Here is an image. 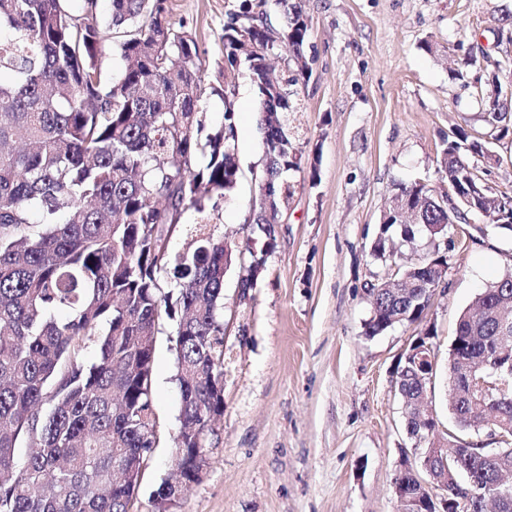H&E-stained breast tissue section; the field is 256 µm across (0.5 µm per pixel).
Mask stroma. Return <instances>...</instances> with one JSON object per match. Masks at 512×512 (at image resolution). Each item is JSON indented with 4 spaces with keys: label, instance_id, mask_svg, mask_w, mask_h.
Here are the masks:
<instances>
[{
    "label": "stroma",
    "instance_id": "35a3bbf8",
    "mask_svg": "<svg viewBox=\"0 0 512 512\" xmlns=\"http://www.w3.org/2000/svg\"><path fill=\"white\" fill-rule=\"evenodd\" d=\"M242 0H173L172 19L196 39L204 87L224 69V25ZM304 51L312 68L291 112L293 145L316 176L292 175L288 221L273 237L252 224L263 154L258 95L236 80L239 180L201 216L185 211L168 242L186 252L198 232L250 247L259 264L252 287L232 266L224 277V413L205 439L203 475L170 512H398L393 481L410 447L392 382L402 353L425 331L436 349L426 399L440 430L448 412V346L460 313L512 268V233L472 215L486 234L460 236L446 290L422 321L383 334L363 332L364 288L379 269L370 255L395 187L424 181L448 189L438 169L457 129L489 139L494 165L466 153L492 192L512 190L509 132L491 137L484 120L496 83L512 81V0H302ZM155 337L154 411L160 441L137 491L135 512H157L156 491L175 456L181 395L171 337Z\"/></svg>",
    "mask_w": 512,
    "mask_h": 512
}]
</instances>
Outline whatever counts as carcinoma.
Listing matches in <instances>:
<instances>
[{
  "label": "carcinoma",
  "mask_w": 512,
  "mask_h": 512,
  "mask_svg": "<svg viewBox=\"0 0 512 512\" xmlns=\"http://www.w3.org/2000/svg\"><path fill=\"white\" fill-rule=\"evenodd\" d=\"M68 0H0V512H132L142 465L159 443L153 412L155 336L162 314H179L175 334L181 388L179 451L157 490L168 508L203 469L205 437L224 411V270L245 251L199 234L191 251L171 256L167 241L184 210L199 213L233 192L239 178L234 80L241 69L255 83L269 127L266 168L285 208L288 174L301 169L288 136L293 94L308 82L304 54L308 24L300 0H276L287 23L269 45L268 0L244 3L224 24V82L212 88L224 104L223 122L208 125L201 100L203 57L196 40L171 22L170 0H112L102 23L96 2L82 17ZM115 39L121 76L104 82L100 56ZM285 55L295 75L264 80L268 52ZM484 153L462 129L438 160L448 181L466 190L480 181L465 152ZM422 203L423 220L380 223L370 253L383 272L366 295L364 335L414 323L429 306L427 285L455 250L443 246L452 217L436 191L420 182L398 187ZM490 196L483 211L512 232V214ZM41 214L33 223L32 211ZM433 240L420 267L404 265L401 248ZM172 269L175 292H162L161 271ZM512 292V270L479 293L460 314L449 351L448 411L463 431L512 429V393L471 391L461 373L496 360L498 338L512 337V313L500 310ZM97 346L88 365L84 351ZM421 385L403 372L405 421L418 428L409 404ZM492 426L481 425L482 420ZM445 432L427 437L423 452L452 448ZM28 449L19 459L17 449ZM512 467V445L468 465L499 512H512V484L498 481ZM468 481L448 468L445 494L466 499L465 512H482L468 498ZM401 512H415L428 493L406 485Z\"/></svg>",
  "instance_id": "cac0c4a2"
}]
</instances>
